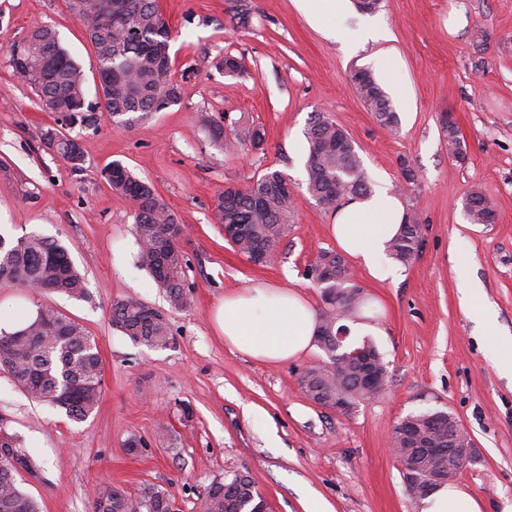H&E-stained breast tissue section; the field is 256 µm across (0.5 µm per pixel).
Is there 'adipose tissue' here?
<instances>
[{"mask_svg": "<svg viewBox=\"0 0 512 512\" xmlns=\"http://www.w3.org/2000/svg\"><path fill=\"white\" fill-rule=\"evenodd\" d=\"M405 214L399 195L380 187L370 197L347 200L330 231L342 252L373 279L383 280L395 272L388 245L399 234ZM213 322L225 345L270 364L308 353L318 327V318L300 291L267 282L225 293L213 310ZM419 512H483V507L470 490L447 483L421 499Z\"/></svg>", "mask_w": 512, "mask_h": 512, "instance_id": "adipose-tissue-1", "label": "adipose tissue"}]
</instances>
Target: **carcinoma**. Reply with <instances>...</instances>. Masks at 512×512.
Masks as SVG:
<instances>
[{"label":"carcinoma","mask_w":512,"mask_h":512,"mask_svg":"<svg viewBox=\"0 0 512 512\" xmlns=\"http://www.w3.org/2000/svg\"><path fill=\"white\" fill-rule=\"evenodd\" d=\"M94 45L100 86L106 111L112 123L131 129L179 101L180 93L170 78L171 28L157 0H70ZM112 19H107V16ZM15 74L26 82L49 109L74 122L85 111L83 70L61 47L56 33L46 26L30 31L7 50ZM351 80L367 109L379 125L390 132L400 123L392 101L371 71L354 70ZM448 154L465 157L466 143L459 128L443 123ZM213 135L225 138L229 148L259 149L265 130L242 119L230 122L229 131L213 126ZM307 151L306 192L317 204L331 208L349 198L371 192L361 159L344 129L322 112L314 113L305 130ZM44 143L57 149L73 167L80 165L76 144L46 132ZM112 191L133 201L135 234L139 244L138 261L157 285L163 288L170 305L190 307L183 283L184 254L174 248L172 225L176 215L154 194L151 186L128 167L114 162L106 171ZM295 189L288 176L269 169L252 178L244 187L228 186L218 193L216 220L240 229L229 240L234 250L254 264L266 265L277 256L278 243L288 230L294 209ZM472 224H492L496 212L477 190L464 200ZM419 216L406 212L400 233L390 244V256L406 266L423 245L417 224ZM36 285L44 294L86 296L84 275L74 264L68 248L56 239L36 233L7 243L0 236V287L27 288ZM325 317V337L315 338L326 359L305 370L308 396L325 407H333L336 396L350 393L351 403L361 398V371L338 363L336 357L348 351L336 344V318L364 305L363 289L350 271L320 286ZM112 325L132 342L150 349H167L173 337L164 316L135 300L112 303ZM0 366L7 369L16 387L33 398L62 409L76 421L85 420L96 408L102 394V357L93 336L78 322L53 307H41L36 317L12 333L0 334ZM439 412H422L404 418L415 432V440L402 449L416 470L426 471L432 460L426 457L423 432L430 428L428 418ZM16 469L0 467V512H39L38 503L16 485ZM259 500V490L246 474L237 472L210 486L204 512H251ZM172 496L162 486H152L138 500L117 486L100 487L92 512H170Z\"/></svg>","instance_id":"obj_1"}]
</instances>
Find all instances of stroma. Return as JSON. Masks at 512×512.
Wrapping results in <instances>:
<instances>
[{"label":"stroma","mask_w":512,"mask_h":512,"mask_svg":"<svg viewBox=\"0 0 512 512\" xmlns=\"http://www.w3.org/2000/svg\"><path fill=\"white\" fill-rule=\"evenodd\" d=\"M159 5L181 96L123 129L106 118L94 46L69 0H0V235L60 240L87 287L82 299L0 288V315L54 307L95 337L104 366L99 405L81 422L19 391L0 370V430L17 435L30 459L18 468V487L41 512H91L104 483L135 498L161 485L181 512H202L211 483L239 471L270 512H304L312 497L335 512H414L387 444L406 416L441 410L474 445L456 483L485 512H501L512 500V379L497 372L463 286L479 283L498 329L512 335V0H383L371 15L351 5L339 13L321 0ZM453 6L467 18L456 35L448 32ZM243 9L248 22L236 24ZM39 23L56 31L85 74L91 110L83 121L64 124L8 63V46ZM228 53L243 59V75L220 68ZM358 68L390 96L396 133L379 127L353 87ZM227 112L265 128L261 149L214 141L212 124ZM314 112L348 132L372 186L388 183L426 226L400 277L378 281L350 267L378 329L388 385L346 414L298 386L300 373L322 361L320 349L263 364L228 348L212 321L226 291L258 281L291 283L312 308L322 305L306 270L336 243L332 210L305 190L304 129ZM448 114L466 141L461 161L442 133ZM49 130L79 144L80 167L44 145ZM115 161L151 184L184 225L189 308H172L138 265L135 205L103 174ZM270 168L292 180L295 210L276 261L256 267L225 241L215 198ZM474 189L494 206L495 223L469 222L463 201ZM130 298L166 315L172 346L152 350L113 328V301ZM133 438L139 448H129Z\"/></svg>","instance_id":"obj_1"}]
</instances>
